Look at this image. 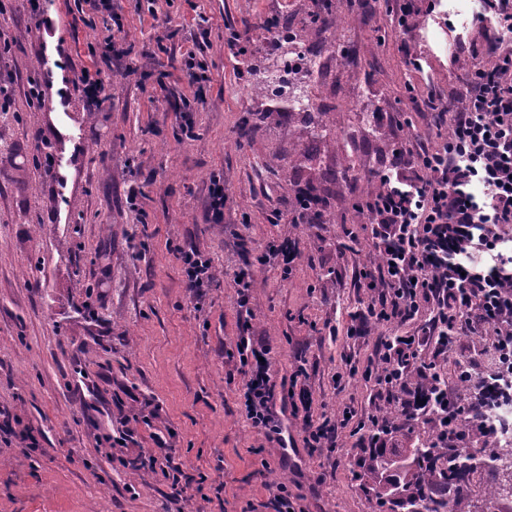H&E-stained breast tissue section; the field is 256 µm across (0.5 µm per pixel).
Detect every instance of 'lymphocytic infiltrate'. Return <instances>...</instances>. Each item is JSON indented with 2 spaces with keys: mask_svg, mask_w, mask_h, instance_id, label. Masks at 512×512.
I'll list each match as a JSON object with an SVG mask.
<instances>
[{
  "mask_svg": "<svg viewBox=\"0 0 512 512\" xmlns=\"http://www.w3.org/2000/svg\"><path fill=\"white\" fill-rule=\"evenodd\" d=\"M482 8L494 21L490 59L473 63L462 98L424 101L451 138L439 148L401 142L359 208L384 257L362 271L361 323L403 325L421 304L431 308L417 332L381 339L365 377L397 398L403 422L433 418L442 446L491 438L492 427L470 408L496 399L512 375V254L500 234L512 224V0H482ZM468 334L488 336L502 362L495 378L475 382L462 398L439 363ZM235 350L248 375L246 416L274 433L269 349L242 336Z\"/></svg>",
  "mask_w": 512,
  "mask_h": 512,
  "instance_id": "obj_1",
  "label": "lymphocytic infiltrate"
}]
</instances>
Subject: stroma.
Instances as JSON below:
<instances>
[{
    "label": "stroma",
    "mask_w": 512,
    "mask_h": 512,
    "mask_svg": "<svg viewBox=\"0 0 512 512\" xmlns=\"http://www.w3.org/2000/svg\"><path fill=\"white\" fill-rule=\"evenodd\" d=\"M41 7L37 21L20 0H0L8 104L0 112V512H273L281 486L301 494L302 512H373L353 477L364 455L353 432L392 405L363 372L397 327L351 333L367 299L361 272L375 252L354 206L406 136L447 141L432 113H410L402 128L375 115L431 89L459 92L471 49L487 42L478 0H416L405 28L382 0ZM271 15L287 19L308 48L351 53L343 65L297 77L333 125L308 151L298 146L296 117L250 88L280 67L263 27ZM116 18L123 31L110 50L103 37ZM235 35L244 55L228 46ZM190 52L210 77L200 99L183 76ZM96 63L109 74L97 108L77 87ZM271 109L273 120L245 126L248 113ZM329 170L338 175L330 185ZM216 175L224 182L218 224L209 208ZM133 187L141 191L134 201ZM301 190L327 198L325 223L299 219ZM285 239L298 251L288 274L263 260ZM190 249L212 264L194 293L178 256ZM242 270L252 275L246 312L234 280ZM241 336L271 348L280 442L246 417V377L233 354ZM301 366L312 415L353 412L335 447L303 442L290 396ZM159 437L183 470L178 504L161 473L132 466Z\"/></svg>",
    "instance_id": "35a3bbf8"
}]
</instances>
